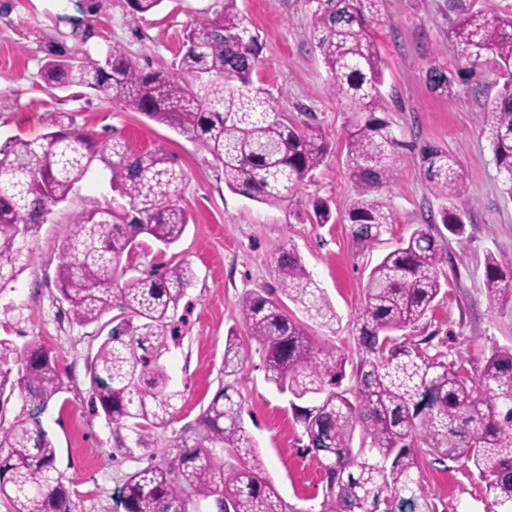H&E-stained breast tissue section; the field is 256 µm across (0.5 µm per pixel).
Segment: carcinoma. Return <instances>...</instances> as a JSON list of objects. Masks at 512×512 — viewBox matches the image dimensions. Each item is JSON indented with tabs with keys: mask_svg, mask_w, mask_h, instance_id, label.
Segmentation results:
<instances>
[{
	"mask_svg": "<svg viewBox=\"0 0 512 512\" xmlns=\"http://www.w3.org/2000/svg\"><path fill=\"white\" fill-rule=\"evenodd\" d=\"M163 0H129L133 18ZM383 0H307L313 39L329 73V92L351 113L347 137L351 176L368 189L389 184L411 163L445 202L439 216L461 237L458 201L468 186L455 155L398 139L383 117L384 60L371 33ZM462 57L475 65L492 54L508 78L484 103L483 132L506 190L512 193V14L465 12L448 31ZM259 36L239 9L220 10L194 25L179 53L175 76L142 71L123 54L104 61L50 59L42 69L52 89H89L131 112L165 124L209 154L226 187L250 200L284 202L323 164L327 143L319 124L295 125L254 87ZM434 92L452 89L448 71L431 66ZM51 131L36 141L0 143V289L30 260L27 242L53 209L70 200L95 162L110 172L112 189L128 199L75 217L61 245L57 289L73 320L109 328L89 367L92 403L101 408L125 458L147 460L112 496L114 512H289L266 476L257 442L245 428L244 403L235 399L243 364L236 338L227 337L221 387L203 410L200 432L182 437L174 455L156 460L153 434L178 413L165 355L180 344V302L194 278L178 260L147 274L125 259L148 238L166 247L188 226L178 201L185 173L161 150L136 153L120 143L99 144L65 112L50 113ZM389 217L376 202H354L349 221L359 236ZM441 245L431 225L417 228L371 269L353 322L363 357L355 389L342 388L345 354L312 327H327L336 311L300 256L284 249L275 259L280 295L254 293L240 306L249 335L263 350L265 378L291 396L304 448L326 476L322 512H433L420 478L422 458L465 459L487 495L512 512V348L494 352L473 379L423 349L398 342L397 332L420 321L442 290ZM490 305L512 298V269L490 254L485 262ZM292 303L302 314L288 311ZM0 341V499L14 512H71L70 493L56 466L57 450L41 416L64 392L55 359L34 336L10 366ZM20 409L7 420L12 400ZM362 427L353 448L356 426ZM128 435H122V431Z\"/></svg>",
	"mask_w": 512,
	"mask_h": 512,
	"instance_id": "cac0c4a2",
	"label": "carcinoma"
}]
</instances>
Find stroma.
Here are the masks:
<instances>
[{"mask_svg":"<svg viewBox=\"0 0 512 512\" xmlns=\"http://www.w3.org/2000/svg\"><path fill=\"white\" fill-rule=\"evenodd\" d=\"M260 36L261 62L254 84L277 112L294 123L312 119L330 152L306 186L282 203L267 205L231 192L212 157L171 128L85 90L47 88L42 67L55 54L102 59L116 50L145 71L171 68L191 27L210 16L216 0H163L153 13L132 18L128 0H0V140H35L48 133L50 112L71 113L101 142L116 141L135 152L163 149L185 172L178 197L189 216L182 239L171 248L147 241L136 260L142 270L177 260L195 272L179 308L183 344L165 357L179 411L158 430L157 456L176 437L195 436L199 418L220 385L228 333L240 343L244 368L237 389L243 419L254 435L268 477L292 512H321L323 477L303 450L302 429L288 394L265 379L259 345L240 317L243 299L278 287L274 259L295 249L335 308L332 328L317 336L336 345L349 365L362 358L353 336L363 287L371 268L420 225L431 224L441 245L443 289L428 314L401 332L402 344L464 367L478 377L493 351L512 347V303L490 307L485 260L512 259V194L504 191L491 146L481 127L482 105L505 81L492 57L478 65L462 59L448 37L458 11L512 13V0H384L374 29L386 63L381 88L385 117L411 144L447 148L459 158L468 193L459 202L465 234L456 238L436 217L443 206L410 164L379 189L354 182L346 162L350 114L328 88L329 75L312 39L306 0H239ZM447 70L450 93L432 92L430 66ZM103 164H95L71 201L55 208L29 248L34 260L0 290V338L23 345L39 337L56 358L65 390L43 416L57 448V467L70 490L72 512H112V494L137 462L115 448L112 428L94 411L89 365L100 340L98 324L81 326L56 287L61 245L77 213L120 204ZM376 201L389 214L377 236L362 241L348 213L358 198ZM328 201L332 219L310 220L312 203ZM421 478L436 512H501L482 490L471 464L423 460Z\"/></svg>","mask_w":512,"mask_h":512,"instance_id":"stroma-1","label":"stroma"}]
</instances>
